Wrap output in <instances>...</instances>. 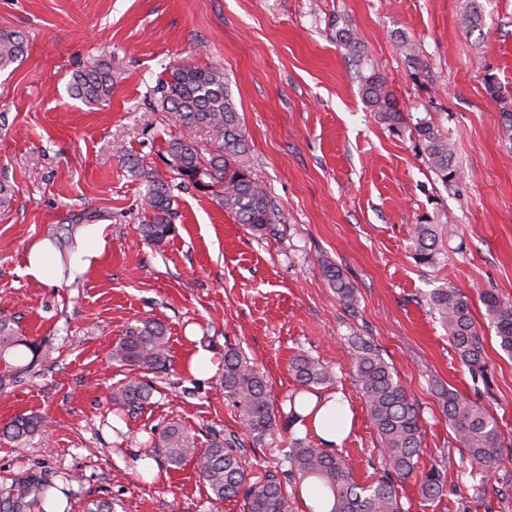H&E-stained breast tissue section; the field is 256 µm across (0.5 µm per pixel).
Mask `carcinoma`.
<instances>
[{
    "label": "carcinoma",
    "mask_w": 512,
    "mask_h": 512,
    "mask_svg": "<svg viewBox=\"0 0 512 512\" xmlns=\"http://www.w3.org/2000/svg\"><path fill=\"white\" fill-rule=\"evenodd\" d=\"M336 38L348 55L360 56L361 41L352 30L342 28ZM24 46V39L18 33L0 31V71L23 57ZM168 71L169 77L160 80L156 87L158 109L168 113L172 125L181 131L204 128L208 133L206 148L183 136H171L165 156L168 168L182 181L210 192L217 204L233 214L239 223L259 233L273 230L277 214L267 192L247 167L249 143L223 69L182 63L169 67ZM358 78L361 97L374 118L395 133L411 129L438 179L445 185L455 181L459 173L453 164V150L439 127L427 120L409 127L379 73L372 69L367 73L360 71ZM121 79L120 69L103 59L76 71L69 92L87 104H97L110 97L112 87ZM128 167L145 183L142 234L147 242L158 246L174 231L176 212L170 183L141 158L129 160ZM441 236L436 224L415 225L413 241L419 263L434 262ZM324 273L339 299L347 305L353 304L355 288L343 273L331 263L324 266ZM481 299L501 349L512 354V302L492 292L482 293ZM430 304L445 326L448 340L471 373L484 375L483 340L473 323L468 297L455 288H438L430 295ZM351 343L355 348L353 368L360 392L381 440L380 453L385 467L377 480L358 483L345 456L297 439L285 455L289 469L283 471L284 479L269 474L266 479L253 482L246 461L238 453L239 440L235 435L215 432L208 446L200 449L194 437L177 423H170L154 434L152 456L173 468L195 460L199 477L212 500L218 503L241 493L246 512H290L285 480L300 483L318 480L333 495L331 512H405L397 487L416 473L420 475L419 493L424 500H433L448 491L457 492V487H448L446 474L438 468L418 470L423 438L418 409L395 378L389 363L361 337H353ZM26 350L31 353L29 362L11 366L9 359L21 358ZM39 351V345L17 336L14 328L0 319V363L12 368V377L31 371L39 361ZM110 359L135 372L126 383L112 390V404L142 406L151 394V386L142 380V375L165 370L169 361L165 325L153 319L128 324L112 348ZM292 373L306 389L331 380L325 366L304 355L294 359ZM220 384L253 443H262L276 422L263 375L240 351L227 348ZM445 407L470 472L482 476L499 468L508 449L495 418L484 407L452 392L445 394ZM42 422L41 417L18 415L3 427V433L20 439ZM48 489L49 484L43 480L29 477L16 498L0 508L6 512H26L32 500L47 502Z\"/></svg>",
    "instance_id": "1"
}]
</instances>
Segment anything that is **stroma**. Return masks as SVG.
Listing matches in <instances>:
<instances>
[{"label":"stroma","instance_id":"obj_1","mask_svg":"<svg viewBox=\"0 0 512 512\" xmlns=\"http://www.w3.org/2000/svg\"><path fill=\"white\" fill-rule=\"evenodd\" d=\"M0 0V30L21 33L27 50L0 72V182L13 190L0 210V319L50 355L0 388V427L15 415L49 419L21 440L0 435V502L19 477L36 474L70 494L118 512H246L243 499L212 504L193 462L141 479L152 431L178 422L198 447L215 432L243 434L219 385L225 347L264 376L276 425L263 446H245L253 479L277 473L291 439L289 401L300 355L329 367L321 393L347 400L353 426L339 451L362 484L380 472L378 433L352 368L349 337L371 342L419 408V464L456 482L460 453L442 390L477 402L512 441V356L504 352L480 298L512 300V0ZM363 40L361 58L336 43L338 29ZM407 38L421 65L409 67ZM112 58L123 71L105 101L86 105L67 86L77 69ZM217 66L231 83L250 145L251 175L279 222L257 233L209 192L173 189L178 212L169 240H143L144 186L126 160L160 172L173 127L154 106L169 66ZM374 67L408 123L428 120L448 135L459 177L444 185L412 133L378 124L359 92ZM500 83L493 97L486 75ZM449 227L434 263L415 259L412 228ZM104 227L106 245L82 274L66 271L83 228ZM55 249L65 274L48 286L29 279L32 243ZM334 264L356 288L353 307L324 274ZM468 296L483 338L487 383L467 366L428 303L437 288ZM167 328L170 366L151 398L116 413L110 392L130 378L109 354L127 324ZM212 355L215 373L188 375L193 354ZM485 499L446 494L422 500L399 484L405 512H512V463L490 472Z\"/></svg>","mask_w":512,"mask_h":512}]
</instances>
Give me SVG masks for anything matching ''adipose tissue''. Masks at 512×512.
Returning a JSON list of instances; mask_svg holds the SVG:
<instances>
[{
    "label": "adipose tissue",
    "instance_id": "1",
    "mask_svg": "<svg viewBox=\"0 0 512 512\" xmlns=\"http://www.w3.org/2000/svg\"><path fill=\"white\" fill-rule=\"evenodd\" d=\"M297 412L305 416L320 442L328 447L342 444L351 425V417L339 395L303 394L296 399Z\"/></svg>",
    "mask_w": 512,
    "mask_h": 512
}]
</instances>
